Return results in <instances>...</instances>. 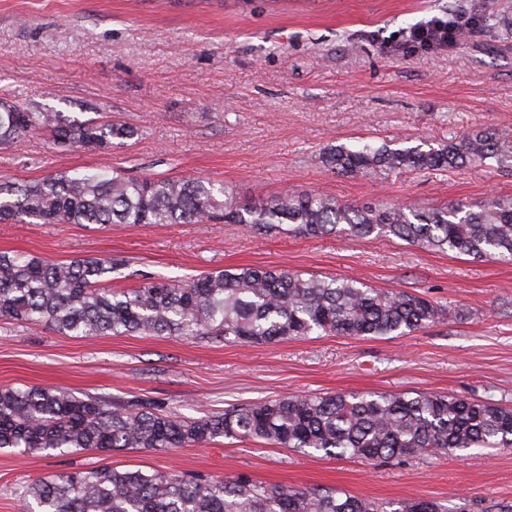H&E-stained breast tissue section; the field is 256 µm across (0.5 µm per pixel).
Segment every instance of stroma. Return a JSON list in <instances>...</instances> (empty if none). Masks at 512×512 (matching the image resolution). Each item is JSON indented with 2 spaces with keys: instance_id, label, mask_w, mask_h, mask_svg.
Wrapping results in <instances>:
<instances>
[{
  "instance_id": "1",
  "label": "stroma",
  "mask_w": 512,
  "mask_h": 512,
  "mask_svg": "<svg viewBox=\"0 0 512 512\" xmlns=\"http://www.w3.org/2000/svg\"><path fill=\"white\" fill-rule=\"evenodd\" d=\"M482 2L504 23L462 28L453 45L431 51L407 42L406 30L470 0H0V101L135 131L96 152L54 146L45 134L19 137L0 145V179L86 169L195 175L242 201L315 191L343 204L417 208L512 196V175L483 167L351 177L320 158L361 138L400 148L484 128L512 135V0ZM1 251L54 262L118 258L113 288L248 265L352 277L438 302L448 316L404 336L249 346L74 337L0 319V389L53 387L191 417L357 391L512 406V262L466 260L392 236L265 235L239 224H0ZM105 466L337 488L393 510L407 499L444 512L512 503V448L369 463L221 438L157 451L2 448L0 512H22L33 477Z\"/></svg>"
}]
</instances>
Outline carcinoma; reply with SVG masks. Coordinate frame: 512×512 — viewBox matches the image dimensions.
<instances>
[{
  "instance_id": "1",
  "label": "carcinoma",
  "mask_w": 512,
  "mask_h": 512,
  "mask_svg": "<svg viewBox=\"0 0 512 512\" xmlns=\"http://www.w3.org/2000/svg\"><path fill=\"white\" fill-rule=\"evenodd\" d=\"M34 132L89 151L130 139L122 123L78 122L61 112L0 106V145ZM333 172L370 175L479 165L512 173V137L485 129L437 148L360 143L331 146ZM0 223L242 224L304 237L392 235L410 245L476 260L512 261V197L411 209L342 205L297 192L240 201L201 177L132 178L99 171L33 181H0ZM117 260L68 263L0 253V318L73 336L157 335L271 344L317 336L406 335L446 309L405 291L355 278L304 277L271 267L202 274L185 284L148 279L130 289L105 285ZM262 440L300 452L365 460L512 446V407L440 394L336 393L283 396L186 417L143 402L111 404L43 387L0 390V448L65 452L165 449L217 438ZM24 512H387L385 505L334 489L263 484L246 475L213 480L141 469L83 468L23 487ZM394 512H442L428 500Z\"/></svg>"
}]
</instances>
